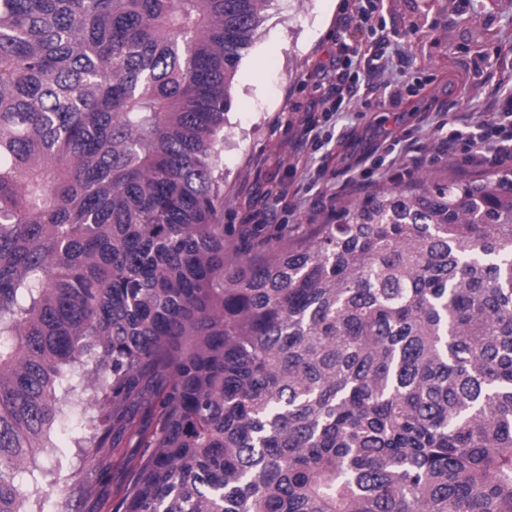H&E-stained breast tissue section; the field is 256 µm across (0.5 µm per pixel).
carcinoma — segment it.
<instances>
[{
  "label": "carcinoma",
  "instance_id": "carcinoma-1",
  "mask_svg": "<svg viewBox=\"0 0 512 512\" xmlns=\"http://www.w3.org/2000/svg\"><path fill=\"white\" fill-rule=\"evenodd\" d=\"M269 2L0 0V512L66 407L95 467L147 395L117 512H512V172L235 250L224 114Z\"/></svg>",
  "mask_w": 512,
  "mask_h": 512
}]
</instances>
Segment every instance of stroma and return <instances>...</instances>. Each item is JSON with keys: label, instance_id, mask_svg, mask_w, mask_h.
<instances>
[{"label": "stroma", "instance_id": "obj_1", "mask_svg": "<svg viewBox=\"0 0 512 512\" xmlns=\"http://www.w3.org/2000/svg\"><path fill=\"white\" fill-rule=\"evenodd\" d=\"M351 10L350 0H272L267 8L224 115V221L232 228L286 224L302 233L326 223L356 199L352 178L365 173L379 187L409 149H435L426 111L473 123L512 92V0H380L362 28L348 24ZM380 31L392 61L383 81H360L345 111H327L332 82L322 66ZM387 81L407 93L399 109L384 102ZM303 138L320 149L295 154ZM84 418L82 407H67L54 450L40 455L43 494L68 499L70 512H116L145 450L127 436L102 450L101 468L82 466L72 441Z\"/></svg>", "mask_w": 512, "mask_h": 512}]
</instances>
